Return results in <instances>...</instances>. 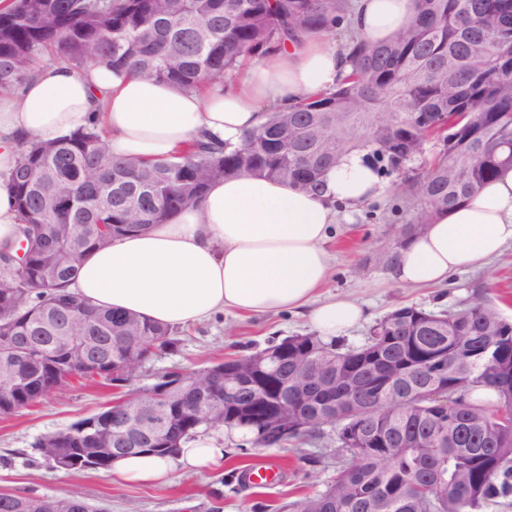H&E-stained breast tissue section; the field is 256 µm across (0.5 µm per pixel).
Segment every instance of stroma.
<instances>
[{"instance_id":"obj_1","label":"stroma","mask_w":512,"mask_h":512,"mask_svg":"<svg viewBox=\"0 0 512 512\" xmlns=\"http://www.w3.org/2000/svg\"><path fill=\"white\" fill-rule=\"evenodd\" d=\"M423 169L419 157L404 170L384 175L382 200L336 226L333 273L324 292L354 299L368 313L365 322L339 338L341 346L364 344L373 326L404 305L452 311L481 295L512 319L511 244L487 266L455 274L440 288L404 287L391 278V266L382 256L413 215L404 188ZM312 332L308 321L294 313L219 314L179 328L175 350L146 361L133 386L145 390L166 373L204 370L225 358ZM120 395L116 387L75 381L20 412L0 416V494H76L97 512H291L293 501L324 489L336 477L338 443L331 428L318 440L246 453L228 435L222 468L194 473L177 467L167 481L150 485L115 480L106 470L59 471L38 456L34 444L41 436L100 412Z\"/></svg>"}]
</instances>
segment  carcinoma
I'll return each instance as SVG.
<instances>
[{
    "label": "carcinoma",
    "instance_id": "obj_1",
    "mask_svg": "<svg viewBox=\"0 0 512 512\" xmlns=\"http://www.w3.org/2000/svg\"><path fill=\"white\" fill-rule=\"evenodd\" d=\"M352 0H10L0 9V91L19 88L44 59L83 68L105 64L148 80L185 88L224 82L247 56H264L289 41L329 33ZM350 70L335 87L304 94L288 111L268 113L235 148L214 138L195 141L176 159L139 162L113 156L96 127L45 142L28 138L10 179L28 254L22 264L0 246V346L14 330L27 354L0 384V414L11 415L74 379L126 387L143 363L172 351L173 328L135 314L93 308L68 290L83 259L118 236L163 224L200 205L209 185L240 174L289 181L321 191L320 171L349 152L365 151L380 174L400 170L434 143L423 175L411 185L415 215L401 239L421 231L432 213L456 207L484 181L512 168V0H416L413 22L386 42L357 37L346 45ZM44 168L51 183L39 180ZM112 184L100 205L97 185ZM51 190L65 201L43 209ZM81 309L74 330L81 346L61 344V321ZM316 354L336 359V410L317 390L294 402L303 427L281 442L257 427L278 409L282 380L261 375L240 408V450L282 447L336 428L339 466L324 490L291 504L292 512H483L512 498V326L478 300L454 311L402 306L374 326L367 341L342 349L299 337ZM428 347L448 353L447 377L420 364ZM366 378L358 393L346 372ZM448 384L450 412L429 407L431 385ZM489 389L495 401L472 399ZM95 417L43 436L37 453L66 472L83 462L112 466V452L145 453L138 439L105 449L90 438ZM224 406L200 423L174 408L161 436L181 443L220 427ZM93 512L82 497L0 495V512Z\"/></svg>",
    "mask_w": 512,
    "mask_h": 512
}]
</instances>
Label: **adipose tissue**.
Instances as JSON below:
<instances>
[{
	"mask_svg": "<svg viewBox=\"0 0 512 512\" xmlns=\"http://www.w3.org/2000/svg\"><path fill=\"white\" fill-rule=\"evenodd\" d=\"M414 13L415 0H354L349 29L382 42L406 28ZM348 70L343 46L322 35L288 43L200 90L105 65L43 66L17 93H0V244L15 241L21 223L9 180L21 139L68 136L95 114L112 154L136 161L172 158L203 133L235 146L269 112L334 87ZM321 180L324 191L312 194L258 175L224 178L209 186L200 206L90 253L72 289L94 307L174 328L218 312L291 311L332 342L364 316L351 298L318 296L331 275L332 227L340 207L360 208L386 187L360 150L323 171ZM509 244L512 168L434 215L424 233L398 250L391 277L405 287H440L452 275L489 264ZM223 463V445L201 434L183 444L177 460L126 456L113 461L111 471L146 483L166 477L176 464L196 471Z\"/></svg>",
	"mask_w": 512,
	"mask_h": 512,
	"instance_id": "obj_1",
	"label": "adipose tissue"
}]
</instances>
